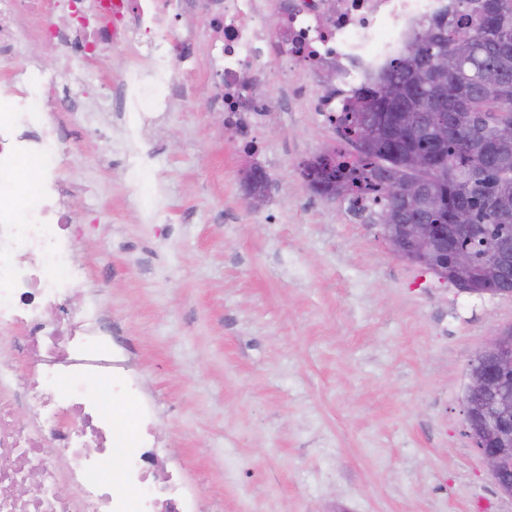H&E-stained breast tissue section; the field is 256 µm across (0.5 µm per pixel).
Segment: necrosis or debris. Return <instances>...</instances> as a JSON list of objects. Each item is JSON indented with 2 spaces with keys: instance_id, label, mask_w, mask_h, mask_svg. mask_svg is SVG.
I'll return each mask as SVG.
<instances>
[{
  "instance_id": "1",
  "label": "necrosis or debris",
  "mask_w": 512,
  "mask_h": 512,
  "mask_svg": "<svg viewBox=\"0 0 512 512\" xmlns=\"http://www.w3.org/2000/svg\"><path fill=\"white\" fill-rule=\"evenodd\" d=\"M67 20L44 25L51 0H0V53L24 42L103 53L143 39L154 72L166 60L169 14L205 5L222 40L212 100L244 149L268 109L249 83L279 53L310 72L331 73L317 106L328 121L352 102L357 86L398 58L418 24L448 0H65ZM277 12L275 33L265 11ZM62 125L33 93L0 100V342L26 368L0 363V512H203L199 495L169 474L168 452L154 433V407L115 349L103 310L69 302L88 286L75 258L77 237L58 178ZM36 162L38 183L20 172ZM135 406L115 423L113 398Z\"/></svg>"
}]
</instances>
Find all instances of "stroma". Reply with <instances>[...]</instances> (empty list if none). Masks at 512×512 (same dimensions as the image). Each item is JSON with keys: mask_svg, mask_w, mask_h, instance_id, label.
Wrapping results in <instances>:
<instances>
[{"mask_svg": "<svg viewBox=\"0 0 512 512\" xmlns=\"http://www.w3.org/2000/svg\"><path fill=\"white\" fill-rule=\"evenodd\" d=\"M169 107L105 112V81H149L144 43L93 58L40 43L0 64V90L68 84L80 120L58 175L78 260L128 350L157 430L206 512H512L464 435L471 361L512 297L458 291L396 256L377 226L313 194L299 164L330 145L318 82L269 58L270 112L249 206L243 146L210 99L214 47L173 21ZM248 157L243 164V175L245 181H249L251 189L249 190L250 205L254 209L260 208L266 201V192L260 190V181L264 177V171L253 160L250 159L251 155L247 153Z\"/></svg>", "mask_w": 512, "mask_h": 512, "instance_id": "35a3bbf8", "label": "stroma"}]
</instances>
